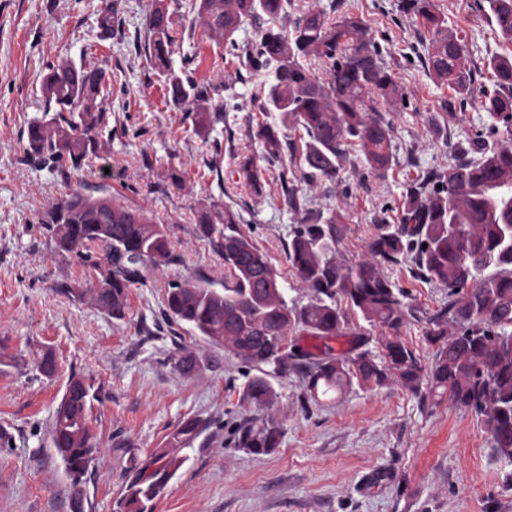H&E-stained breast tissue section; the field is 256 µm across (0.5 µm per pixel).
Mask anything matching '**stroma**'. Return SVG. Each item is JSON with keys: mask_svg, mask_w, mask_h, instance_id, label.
<instances>
[{"mask_svg": "<svg viewBox=\"0 0 512 512\" xmlns=\"http://www.w3.org/2000/svg\"><path fill=\"white\" fill-rule=\"evenodd\" d=\"M110 0H0V429L13 444L0 447V512H68L69 479L49 437L52 412L71 372L93 385L90 420L101 454L86 483V512H122L130 455L170 447L187 419L206 427L179 448L183 464L147 512H512V466L496 459L484 423L447 401L395 384L352 386L313 402L295 368L271 375L274 414L283 424L277 450L257 455L237 448L238 424L262 409L242 399L257 369L194 332L164 323L167 286L183 279L224 281V261L198 234L197 216L219 205L238 210L244 229L291 283L286 244L302 213L279 185L255 194L242 183L243 159H262L259 121L282 141L300 133L281 116L262 114L254 101L259 77L240 79L241 66L224 45L196 29L184 53H197L194 77L221 82L209 102L169 100L161 78L132 44L102 37L97 15ZM447 26L462 37L477 69L512 45L478 11L475 0H433ZM400 0H294L296 18L308 8L365 21L405 93L386 104L393 161L377 174L351 151L336 180L309 188L290 150L281 162L307 197V206L336 211L338 257L356 265L382 219H395L405 185L431 168H447L455 145L489 122L478 101L459 107L457 95L432 79L414 50L429 41ZM121 73L103 106L111 130L98 137L88 164L63 174L38 166L26 151L28 123L43 114L40 81L48 65L82 54ZM223 108V122L197 127L196 112ZM103 186L118 200L144 207L163 224L176 262L145 272L116 320L91 300L57 294L58 284L86 286V270L55 252L40 223L45 208L74 190ZM404 289L409 317L401 334L423 365L434 350L423 340L427 319L448 302L442 285L417 279L408 265L384 268ZM52 349L57 372L46 378L35 360ZM196 352L205 363L181 374L175 360Z\"/></svg>", "mask_w": 512, "mask_h": 512, "instance_id": "35a3bbf8", "label": "stroma"}]
</instances>
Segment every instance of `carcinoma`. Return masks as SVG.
I'll return each instance as SVG.
<instances>
[{"label": "carcinoma", "instance_id": "1", "mask_svg": "<svg viewBox=\"0 0 512 512\" xmlns=\"http://www.w3.org/2000/svg\"><path fill=\"white\" fill-rule=\"evenodd\" d=\"M477 2L502 40L512 44V0ZM291 3L155 0L144 29L134 31L133 43L164 77L168 97L184 103L208 100L221 85L196 80L186 67L176 72L173 55L194 38L199 23L210 37L224 39L228 55L238 58L249 74L263 76L259 110L279 112L304 130L301 145L289 142L287 147L299 152L304 179L311 186L335 180L353 146L370 168L388 170L392 130L382 106L404 92L394 70L383 62L379 43L362 19L348 16L331 22L320 11L303 14L283 29L278 22L288 15ZM401 11L431 35L430 47L420 57L427 73L448 84L460 97V106L478 99L490 123L456 148L448 168L430 169L406 184L397 224L375 225L363 259L353 267L337 257L341 215L311 211L288 172H276L274 179L288 205L305 211L286 246L295 286L307 295L300 306L288 305V286L267 252L240 227L239 212H202L199 231L224 259V283L220 289L207 279L169 283L165 315L258 369L242 390L243 400L251 404L268 409L278 399L266 366L275 372L296 367L312 399L355 383H399L416 391L425 385L480 418L496 457L512 464V55L489 59L493 81L488 87L477 80L468 46L445 26L432 0H401ZM248 21L256 24V38L240 43L234 34ZM97 22L104 34L128 39L126 21L115 7L101 10ZM311 56L322 74L305 65ZM120 81L85 60L48 67L41 81L46 118L31 121L26 129L33 155L54 168L81 170L97 136L109 126L102 103ZM255 138L275 165L283 151L278 129L261 122ZM241 173L245 187L262 192L263 172L252 161L242 164ZM41 224L55 251L75 255L93 279L90 288L61 283L57 291L75 301L89 297L117 320L125 317L131 289L143 283L147 266L176 260L164 225L105 189L100 195L71 193L44 212ZM405 261L415 276L448 288V304L428 319L424 332L436 347L428 369L400 336L408 316L404 291L380 271ZM349 310L386 332L377 341L378 350L335 352L332 342L346 335ZM296 328L317 344L308 350L288 348V336ZM36 367L44 376H54V352L44 350ZM175 367L191 374L200 367L198 355L180 356ZM92 389L83 375L71 373L52 415L56 454L66 472L77 471L69 483L70 503L85 500L87 474L101 452L89 423ZM201 431L200 420L188 419L173 440L186 445ZM282 436L280 421L268 413L240 424L234 442L254 454L269 455ZM182 464V458L167 451L144 460L131 455L124 512H146Z\"/></svg>", "mask_w": 512, "mask_h": 512}]
</instances>
